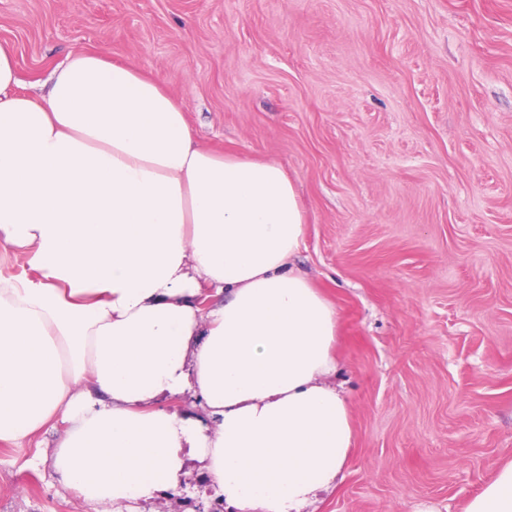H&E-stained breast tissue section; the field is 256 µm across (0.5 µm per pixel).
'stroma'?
I'll return each mask as SVG.
<instances>
[{
	"mask_svg": "<svg viewBox=\"0 0 512 512\" xmlns=\"http://www.w3.org/2000/svg\"><path fill=\"white\" fill-rule=\"evenodd\" d=\"M0 46L32 91L79 51L136 64L199 145L294 180L353 429L303 512H466L512 461V0H0ZM56 436L0 443V512H88ZM198 502L193 465L149 508Z\"/></svg>",
	"mask_w": 512,
	"mask_h": 512,
	"instance_id": "obj_1",
	"label": "stroma"
}]
</instances>
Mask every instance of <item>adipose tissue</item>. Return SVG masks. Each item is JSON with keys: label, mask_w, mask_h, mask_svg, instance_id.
Returning a JSON list of instances; mask_svg holds the SVG:
<instances>
[{"label": "adipose tissue", "mask_w": 512, "mask_h": 512, "mask_svg": "<svg viewBox=\"0 0 512 512\" xmlns=\"http://www.w3.org/2000/svg\"><path fill=\"white\" fill-rule=\"evenodd\" d=\"M49 81L20 92L0 47V246L33 272L0 277V442L58 430L52 467L90 512L176 490L191 459L239 512H301L353 431L323 381L336 311L290 268L294 181L199 146L179 100L105 53ZM466 512H512V463Z\"/></svg>", "instance_id": "adipose-tissue-1"}]
</instances>
